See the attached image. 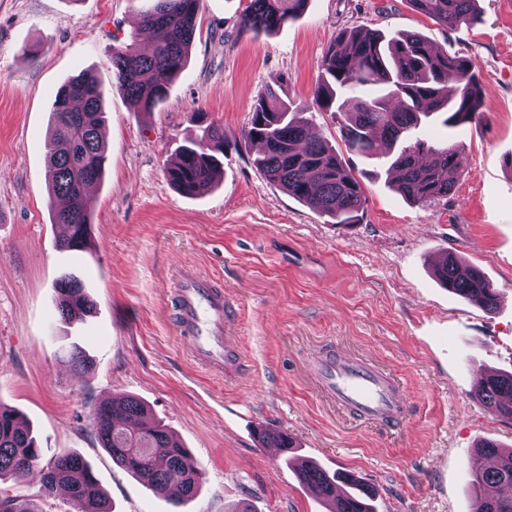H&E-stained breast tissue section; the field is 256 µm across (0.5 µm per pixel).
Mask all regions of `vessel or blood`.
<instances>
[{
  "instance_id": "1",
  "label": "vessel or blood",
  "mask_w": 512,
  "mask_h": 512,
  "mask_svg": "<svg viewBox=\"0 0 512 512\" xmlns=\"http://www.w3.org/2000/svg\"><path fill=\"white\" fill-rule=\"evenodd\" d=\"M173 315L180 335L196 361L232 378L242 369L228 342L233 314L223 289L214 281L184 275L177 289ZM319 386L336 404L356 416L392 426L403 419L406 405L396 379L372 363L330 351L314 363Z\"/></svg>"
}]
</instances>
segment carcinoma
I'll list each match as a JSON object with an SVG mask.
<instances>
[{"instance_id":"1","label":"carcinoma","mask_w":512,"mask_h":512,"mask_svg":"<svg viewBox=\"0 0 512 512\" xmlns=\"http://www.w3.org/2000/svg\"><path fill=\"white\" fill-rule=\"evenodd\" d=\"M201 0H154L141 26L154 36L151 52H141L136 35L111 48L112 81L144 113L167 98L169 86L185 68L194 40ZM309 0H249L239 19L240 29L256 36L270 34L300 17ZM412 9L446 28L478 21V0H408ZM456 90L448 93V75ZM483 88L470 60L452 57L415 32L386 37L378 31L343 34L326 52L316 90V104L340 117L346 147L387 168L392 186L417 204L448 196L452 177L461 166L453 138L432 143L415 136L434 114L444 116L449 131L479 116ZM104 103L97 80L83 73L56 94L52 130L47 143L49 200H67L54 210V223L66 233L62 250H83L91 238L92 201L84 188L102 180L107 161L102 128ZM201 134L178 149L176 162L166 166L169 184L188 196H201L213 186L224 154V127L200 126ZM247 139L261 150L254 165L269 181L317 212L349 225L359 221L365 204L360 181L336 150L309 134L308 122L290 109L273 86L253 107ZM434 273L462 301L492 311L499 293L476 267L447 252ZM57 311L66 323H79L93 303L80 279L61 276L55 284ZM65 362L76 374L91 370L92 360L77 343L68 346ZM475 398L502 418L512 419V373L479 378ZM90 424L113 462L150 483L151 489L172 497L178 505L201 488V469L192 453L182 449L167 427L149 417L148 407L134 396L116 397L91 409ZM476 456L492 458L494 466L474 468L471 512H512V497L501 493L512 485V451L483 440ZM40 448L23 416L0 405V481H15L39 473L42 487L70 488L75 512H110L107 498L90 464L71 451L39 466ZM300 483L317 498L333 505L331 512H372L364 485L347 473H329L316 463L296 469ZM351 478L353 494L332 496L338 480Z\"/></svg>"}]
</instances>
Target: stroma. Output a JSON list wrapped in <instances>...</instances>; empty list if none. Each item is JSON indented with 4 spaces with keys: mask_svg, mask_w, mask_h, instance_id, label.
<instances>
[{
    "mask_svg": "<svg viewBox=\"0 0 512 512\" xmlns=\"http://www.w3.org/2000/svg\"><path fill=\"white\" fill-rule=\"evenodd\" d=\"M249 0H201L189 61L154 112L112 82L109 50L134 32L146 0H0V404L32 426L42 461L80 453L112 512H329L295 476L298 455L359 477L376 512H471L472 451L512 448V420L474 397L477 377L512 372V0H479L481 20L446 28L408 0H310L278 31L239 28ZM421 33L472 61L485 88L481 117L453 136L462 164L448 197L418 205L374 160L347 150L333 113L315 103L329 45L345 31ZM95 75L105 108L107 163L91 189V244L57 248L48 205L47 142L55 94ZM303 111L361 182L360 223H332L269 182L245 139L267 86ZM229 140L212 190L176 191L164 168L199 132L196 113ZM452 251L500 293L493 312L459 300L432 267ZM223 282L235 307L232 381L200 366L178 334L176 282ZM71 273L94 304L69 325L55 283ZM92 358L77 375L64 349ZM371 360L400 383L407 419L389 429L336 407L311 361L326 349ZM141 399L189 448L199 494L174 505L118 467L94 436L91 408ZM293 443L268 462L261 431Z\"/></svg>",
    "mask_w": 512,
    "mask_h": 512,
    "instance_id": "35a3bbf8",
    "label": "stroma"
}]
</instances>
